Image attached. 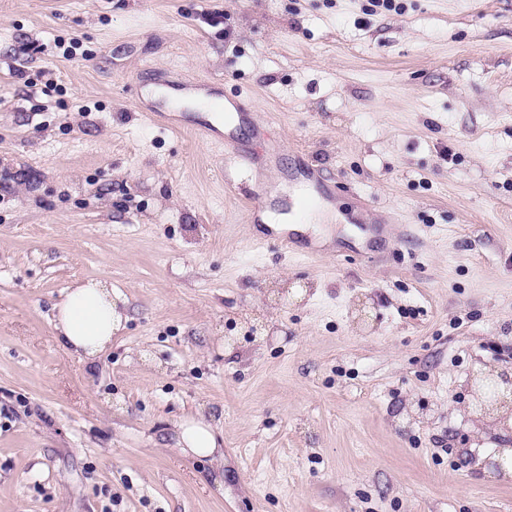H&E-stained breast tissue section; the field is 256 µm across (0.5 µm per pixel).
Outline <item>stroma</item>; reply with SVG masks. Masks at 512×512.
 Instances as JSON below:
<instances>
[{"instance_id":"obj_1","label":"stroma","mask_w":512,"mask_h":512,"mask_svg":"<svg viewBox=\"0 0 512 512\" xmlns=\"http://www.w3.org/2000/svg\"><path fill=\"white\" fill-rule=\"evenodd\" d=\"M394 4L0 0V512H512L466 455L512 374V0ZM167 80L242 94L251 169L143 117ZM307 166L335 221L251 222ZM87 279L128 301L93 364L51 323ZM177 446L185 455L206 458H224L217 434L206 416L198 413L177 424Z\"/></svg>"}]
</instances>
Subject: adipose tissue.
Returning a JSON list of instances; mask_svg holds the SVG:
<instances>
[{
  "instance_id": "1",
  "label": "adipose tissue",
  "mask_w": 512,
  "mask_h": 512,
  "mask_svg": "<svg viewBox=\"0 0 512 512\" xmlns=\"http://www.w3.org/2000/svg\"><path fill=\"white\" fill-rule=\"evenodd\" d=\"M122 299L110 283L89 279L70 288L53 308V325L62 346L93 363L112 345L127 320ZM177 446L186 455L219 458L217 434L204 414L188 416L177 425Z\"/></svg>"
}]
</instances>
